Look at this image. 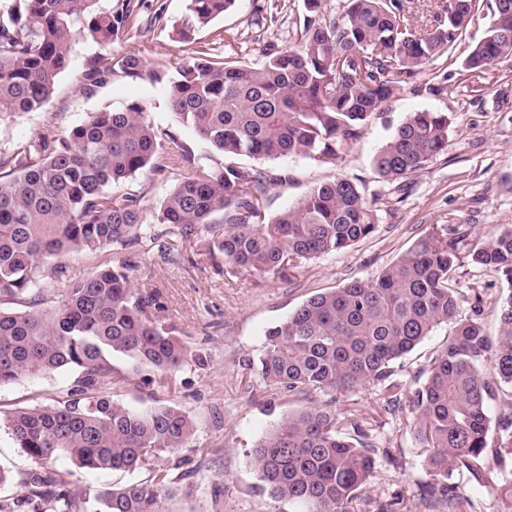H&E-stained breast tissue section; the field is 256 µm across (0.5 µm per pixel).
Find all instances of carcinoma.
Instances as JSON below:
<instances>
[{"label":"carcinoma","instance_id":"carcinoma-1","mask_svg":"<svg viewBox=\"0 0 512 512\" xmlns=\"http://www.w3.org/2000/svg\"><path fill=\"white\" fill-rule=\"evenodd\" d=\"M11 0L0 8V123L45 106L71 61L78 36L110 43L141 31L140 4L119 0ZM235 0H186L173 27L187 59L168 81L167 65L135 55L89 59L81 88L92 93L112 76L168 81L170 105L184 125L224 156L273 160L297 155L336 164L364 136L369 119L393 96L434 94L421 69L451 59L468 29L482 30L462 61L491 79L496 63L512 57V0H445L434 23L419 27L406 0H346L340 15L321 13L322 0H304L307 14L285 51H268L259 67L232 56L213 57L196 46V30L224 15ZM450 122L442 112H411L373 156L384 180L404 186L447 147ZM193 167L163 199L155 222L190 239L208 235L209 254L224 257V276L288 280L303 260L347 249L371 235L377 215L353 181L318 184L293 207L267 209L274 177L260 167L194 166L192 150L130 103L93 112L68 133L47 125L18 151L0 152V386L22 378L70 371V399L56 406L19 408L0 418L15 445L41 464L64 455L88 474L133 472L149 480L114 488L73 486L71 473L42 468L15 479L0 464V487L17 484L32 512H161L160 493L177 484L173 454L195 431L175 406L127 408L109 395L127 380L113 357L133 371L146 367L172 388L188 361L208 356L171 328L150 319L152 298L138 293L126 266L105 259L86 276L70 274L74 253L98 258L142 241V197L112 186L144 168L162 174ZM448 231L417 240L378 276L310 297L265 334L246 367L304 400L251 452L262 488L301 512H355L374 477L368 428L333 407L336 394L373 385L391 409L409 395L416 434L427 448L431 481L420 494L425 512H457L455 471L494 489V476L512 471V417L491 423L488 401L512 400V229L459 256ZM48 258L56 259L50 266ZM494 271L510 287L491 340L475 319L458 318L456 275L461 261ZM62 285L49 300L47 283ZM453 332L408 392L394 365L436 328ZM493 363V374L484 372ZM330 397L317 403L313 395ZM504 453L489 459V434Z\"/></svg>","mask_w":512,"mask_h":512}]
</instances>
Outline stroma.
<instances>
[{"label": "stroma", "instance_id": "obj_1", "mask_svg": "<svg viewBox=\"0 0 512 512\" xmlns=\"http://www.w3.org/2000/svg\"><path fill=\"white\" fill-rule=\"evenodd\" d=\"M143 13L163 7L168 27L144 28L140 36L105 46L77 38L71 65L62 72L47 105L11 123L0 125V151H13L44 126L64 132L88 113L119 109L130 103L147 108L156 127L174 132L195 151L200 165L220 167L215 152L171 109L166 83L113 78L96 93H83L77 77L87 60L108 52L135 54L148 61L166 62L176 69L182 54L173 40V23L185 10V0H143ZM306 14L303 0H236L232 8L198 29V45L217 55L232 54L249 66H260L265 48L281 51L291 45V33ZM480 33L469 29L459 39L453 62L426 65L423 81L438 86L436 94H399L369 123L363 138L336 166H317L302 156L267 162L274 174L288 172L290 183L272 186L268 209L276 213L296 204L315 184L340 175L356 182L366 199H377L378 224L374 233L353 247L302 262L289 281L271 275L224 279L217 274L199 238L179 244L176 258L164 256L158 245L142 242L122 251L132 266L135 289L152 294L153 320L172 327L192 347L210 357L206 368L184 365L176 389L161 379L142 381L135 376L115 385L114 401L131 409L174 405L186 411L196 431L177 456L184 478L173 493L163 494L164 512H299V504L271 498L260 488L250 450L289 411L295 398L267 382L258 371L246 370V360L258 358L267 329L286 319L311 296L350 281L377 276L416 240L443 225L467 231L461 251L489 240L512 227V57L500 60L492 79L477 87L472 73L460 65ZM429 110L447 113L451 126L448 145L428 167L411 176L405 191L383 181L372 158L408 113ZM188 171L174 166L160 175L137 174L120 190L142 197L145 224ZM460 318H478L486 334L499 333V301L507 284L493 272L465 264L457 271ZM438 327L395 365L398 377L414 385L418 372L451 333ZM74 377L68 372L24 378L0 387V414L30 405H55L70 397ZM336 407L369 418L377 459L375 475L359 501L361 512H379L394 504L396 512H419L417 487L427 478V449L415 438L414 415L408 406L387 411L376 389L367 385L339 394ZM466 503L461 512H512V496L491 492L470 475H452Z\"/></svg>", "mask_w": 512, "mask_h": 512}]
</instances>
